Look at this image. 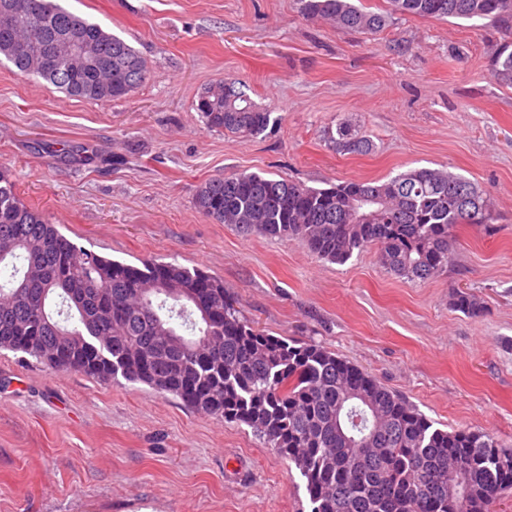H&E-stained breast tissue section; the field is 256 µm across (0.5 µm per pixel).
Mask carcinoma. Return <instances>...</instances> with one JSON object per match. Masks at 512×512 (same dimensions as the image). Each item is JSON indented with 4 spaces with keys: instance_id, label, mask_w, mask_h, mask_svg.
<instances>
[{
    "instance_id": "carcinoma-1",
    "label": "carcinoma",
    "mask_w": 512,
    "mask_h": 512,
    "mask_svg": "<svg viewBox=\"0 0 512 512\" xmlns=\"http://www.w3.org/2000/svg\"><path fill=\"white\" fill-rule=\"evenodd\" d=\"M419 17L512 22V0H390ZM15 24L0 29V57L89 102L127 98L147 65L124 39L56 3L0 0ZM305 19L377 33L387 16L354 0H297ZM68 35L104 67L60 49ZM512 84V50L494 63ZM216 81L194 110L210 130L257 137L271 113ZM336 150L363 153L361 130L336 125ZM196 207L244 234L300 240L318 258L342 264L375 248L383 266L427 280L448 269L453 230L498 220L468 178L417 168L386 181L348 180L311 188L285 178L232 174L208 180ZM0 350L52 371L103 383L117 377L179 398L193 410L251 428L305 480L311 512H490L512 489V448L472 429L444 430L327 348L288 343L254 327L224 281L198 267L139 265L81 249L39 210L25 205L0 169ZM452 305L478 318L485 306L459 292Z\"/></svg>"
}]
</instances>
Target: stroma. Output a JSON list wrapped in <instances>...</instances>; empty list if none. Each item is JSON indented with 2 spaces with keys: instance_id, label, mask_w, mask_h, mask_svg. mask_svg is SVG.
Returning a JSON list of instances; mask_svg holds the SVG:
<instances>
[{
  "instance_id": "obj_1",
  "label": "stroma",
  "mask_w": 512,
  "mask_h": 512,
  "mask_svg": "<svg viewBox=\"0 0 512 512\" xmlns=\"http://www.w3.org/2000/svg\"><path fill=\"white\" fill-rule=\"evenodd\" d=\"M133 46L144 83L93 103L0 61V166L78 247L177 260L224 281L266 333L314 342L452 430L512 446V86L492 61L512 29L391 15L377 33L300 17L295 0H65ZM240 79L262 135L202 124L205 87ZM367 154L338 152V123ZM418 167L474 182L499 216L455 231L454 263L408 280L368 250L343 264L240 233L195 206L231 173L323 188ZM485 303L474 319L451 298ZM0 512H310L299 471L244 425L150 387L50 372L0 351ZM332 133V132H331ZM336 138L329 133V138L336 144L337 151L344 153H363L370 149L372 144L360 129L343 122L336 125Z\"/></svg>"
}]
</instances>
